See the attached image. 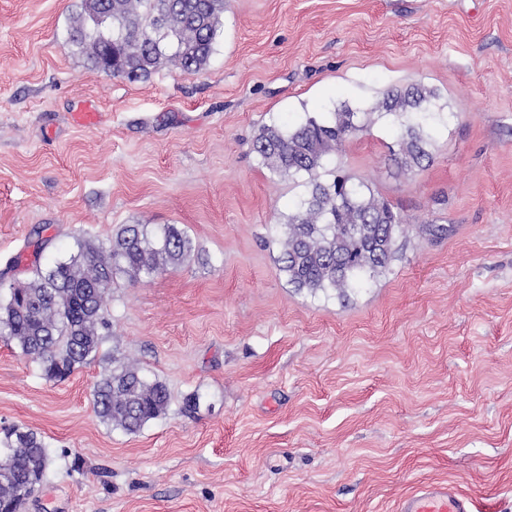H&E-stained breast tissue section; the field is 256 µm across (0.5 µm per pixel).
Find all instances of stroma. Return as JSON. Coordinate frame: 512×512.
<instances>
[{
  "instance_id": "35a3bbf8",
  "label": "stroma",
  "mask_w": 512,
  "mask_h": 512,
  "mask_svg": "<svg viewBox=\"0 0 512 512\" xmlns=\"http://www.w3.org/2000/svg\"><path fill=\"white\" fill-rule=\"evenodd\" d=\"M79 2L0 0V304L127 224L198 255L117 277L65 380L0 337V430L54 459L22 512H391L432 480L512 512V0H224L205 70L137 83L67 47ZM411 83L445 114L429 163L396 175L390 115L336 160L406 217L397 258L345 302L295 291L274 237L305 187L258 130ZM122 362L170 395L135 434L93 408Z\"/></svg>"
}]
</instances>
